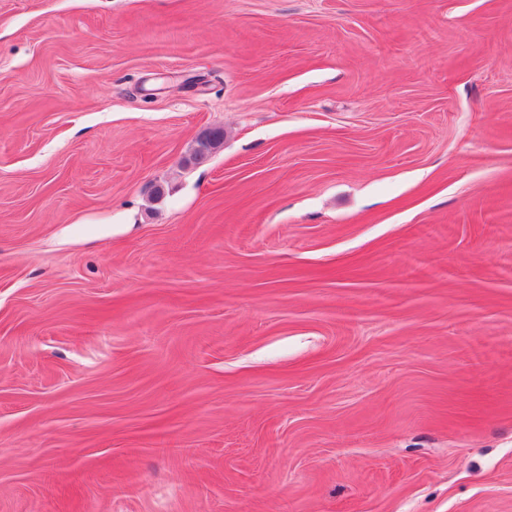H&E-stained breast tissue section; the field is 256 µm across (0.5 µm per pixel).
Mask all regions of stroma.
Here are the masks:
<instances>
[{
	"instance_id": "stroma-1",
	"label": "stroma",
	"mask_w": 512,
	"mask_h": 512,
	"mask_svg": "<svg viewBox=\"0 0 512 512\" xmlns=\"http://www.w3.org/2000/svg\"><path fill=\"white\" fill-rule=\"evenodd\" d=\"M0 512H512V0H0Z\"/></svg>"
}]
</instances>
